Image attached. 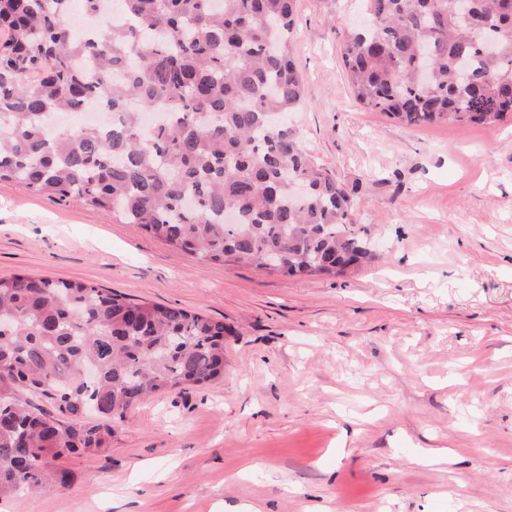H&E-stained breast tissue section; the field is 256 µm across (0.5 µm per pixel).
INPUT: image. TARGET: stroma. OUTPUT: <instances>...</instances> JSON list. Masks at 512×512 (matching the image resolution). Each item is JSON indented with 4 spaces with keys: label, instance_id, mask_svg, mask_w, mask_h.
Listing matches in <instances>:
<instances>
[{
    "label": "stroma",
    "instance_id": "stroma-1",
    "mask_svg": "<svg viewBox=\"0 0 512 512\" xmlns=\"http://www.w3.org/2000/svg\"><path fill=\"white\" fill-rule=\"evenodd\" d=\"M362 11L297 0L291 35V123L373 231L345 276L194 259L0 182V277L86 280L228 329L222 378L148 398L108 452L60 460L66 485L0 512H512V115L408 127L362 108L336 29Z\"/></svg>",
    "mask_w": 512,
    "mask_h": 512
}]
</instances>
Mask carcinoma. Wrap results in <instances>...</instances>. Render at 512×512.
Segmentation results:
<instances>
[{"label": "carcinoma", "mask_w": 512, "mask_h": 512, "mask_svg": "<svg viewBox=\"0 0 512 512\" xmlns=\"http://www.w3.org/2000/svg\"><path fill=\"white\" fill-rule=\"evenodd\" d=\"M0 0V182L113 213L193 258L336 278L372 257L355 190L306 152L296 0ZM340 31L355 99L409 126L512 114V0H364ZM109 127L49 118L89 103ZM224 322L90 283L0 277V498L65 485L144 398L224 374ZM44 397L36 407L22 392Z\"/></svg>", "instance_id": "1"}]
</instances>
